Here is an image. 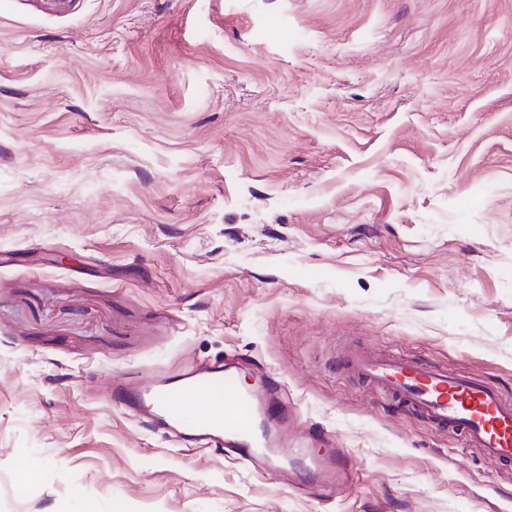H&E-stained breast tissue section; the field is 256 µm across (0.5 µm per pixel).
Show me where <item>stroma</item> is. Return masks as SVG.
<instances>
[{"label": "stroma", "instance_id": "1", "mask_svg": "<svg viewBox=\"0 0 512 512\" xmlns=\"http://www.w3.org/2000/svg\"><path fill=\"white\" fill-rule=\"evenodd\" d=\"M346 350L512 399V0H0V512H512ZM229 358L351 485L108 394ZM300 470L304 481L320 485L323 490L345 486L355 478L350 456L345 448H336L325 456H312L301 465Z\"/></svg>", "mask_w": 512, "mask_h": 512}]
</instances>
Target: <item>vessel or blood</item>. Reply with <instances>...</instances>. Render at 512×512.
<instances>
[{
    "label": "vessel or blood",
    "instance_id": "b4317fda",
    "mask_svg": "<svg viewBox=\"0 0 512 512\" xmlns=\"http://www.w3.org/2000/svg\"><path fill=\"white\" fill-rule=\"evenodd\" d=\"M338 365L435 427L463 435L467 447L479 449L487 459L512 463V401L496 386L407 357L358 351L344 355ZM277 393L265 382L256 389L243 388L232 367L219 365L185 370L145 387L118 383L113 397L123 405L150 401L155 407L152 428L175 430L184 442L221 446L239 463L261 461L275 470L280 466L279 436L297 417L295 409L279 403ZM300 470L304 481L325 489L355 478L343 448L310 457Z\"/></svg>",
    "mask_w": 512,
    "mask_h": 512
}]
</instances>
